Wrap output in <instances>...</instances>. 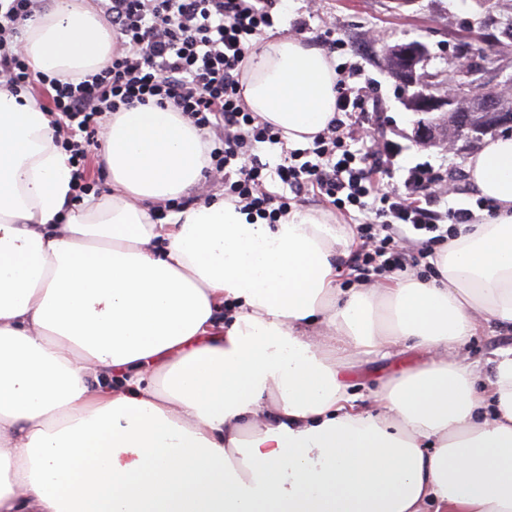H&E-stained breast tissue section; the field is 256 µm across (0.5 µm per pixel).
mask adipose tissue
Segmentation results:
<instances>
[{
	"mask_svg": "<svg viewBox=\"0 0 512 512\" xmlns=\"http://www.w3.org/2000/svg\"><path fill=\"white\" fill-rule=\"evenodd\" d=\"M33 72L81 80L112 52L83 0L23 21ZM244 100L308 144L336 110L327 56L265 39ZM54 117L0 88V512H512V137L467 163L494 220L462 224L431 280L342 290L344 225L270 224L215 195L198 129L139 105L108 116L112 193L74 201ZM430 360L374 409L345 373L382 351ZM512 347V332L496 331L491 332L489 329H483L474 336L469 343V352L474 359L480 360L488 370L491 364L490 359H494L496 353L502 349Z\"/></svg>",
	"mask_w": 512,
	"mask_h": 512,
	"instance_id": "1",
	"label": "adipose tissue"
}]
</instances>
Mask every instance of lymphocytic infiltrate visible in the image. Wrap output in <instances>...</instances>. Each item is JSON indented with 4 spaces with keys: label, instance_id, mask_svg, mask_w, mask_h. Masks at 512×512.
Returning <instances> with one entry per match:
<instances>
[{
    "label": "lymphocytic infiltrate",
    "instance_id": "1",
    "mask_svg": "<svg viewBox=\"0 0 512 512\" xmlns=\"http://www.w3.org/2000/svg\"><path fill=\"white\" fill-rule=\"evenodd\" d=\"M283 0H99L117 34L111 60L79 82L34 75L15 38L20 21L45 8V0H7L0 10V87L18 92L41 83L53 91L60 146L71 155L78 195L90 188L79 169L98 146L103 113L149 103L170 106L198 129L220 134L208 172L224 177L226 196L249 214L277 223L292 196L312 195L343 211L353 206L359 246L352 267L359 278L405 271L434 256L450 237L443 223H470V210H439L438 174L424 165L409 169L404 191L384 185L381 154L366 137L350 135L346 121L367 112L377 91L355 63L336 68V112L313 137V157L291 151L269 167L258 144H279L280 129L258 121L242 96L245 61L256 38L273 27ZM279 179L288 194L270 190Z\"/></svg>",
    "mask_w": 512,
    "mask_h": 512
}]
</instances>
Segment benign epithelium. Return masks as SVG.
Wrapping results in <instances>:
<instances>
[{"instance_id":"7a95c632","label":"benign epithelium","mask_w":512,"mask_h":512,"mask_svg":"<svg viewBox=\"0 0 512 512\" xmlns=\"http://www.w3.org/2000/svg\"><path fill=\"white\" fill-rule=\"evenodd\" d=\"M426 60L427 52L416 45L401 44L393 55V64L399 79L417 90L416 95L408 101V106L411 111L423 115V119L415 125L414 137L418 144L429 146L442 141L451 148L460 140L467 144L476 143L482 139L483 132L512 125V111L501 108L497 96L489 92L483 97L481 110L493 119L491 125L472 126L463 114L456 118L458 131L455 133L448 131V126L437 123L431 118L433 113L455 112L457 104L454 96H439L432 91L429 75L425 70Z\"/></svg>"}]
</instances>
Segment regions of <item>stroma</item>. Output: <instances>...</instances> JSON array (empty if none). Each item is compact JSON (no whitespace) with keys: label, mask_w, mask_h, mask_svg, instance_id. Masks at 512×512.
Returning a JSON list of instances; mask_svg holds the SVG:
<instances>
[{"label":"stroma","mask_w":512,"mask_h":512,"mask_svg":"<svg viewBox=\"0 0 512 512\" xmlns=\"http://www.w3.org/2000/svg\"><path fill=\"white\" fill-rule=\"evenodd\" d=\"M328 27L347 44L346 53L336 55V63L359 62L366 76L380 85L378 107L357 124L374 128L378 144L386 146V165L394 174V184H403L410 167L426 163L453 187L449 206L477 210L479 196L464 177L473 148L451 150L443 144L423 147L415 142L418 116L406 107L409 92L389 74L384 51L413 40L424 44L426 70L439 95L447 94L463 54L475 64L489 55L502 80L512 79V0H414L399 10L393 0H294L292 8L280 9L274 31L306 43ZM425 360L415 349L374 354L356 363L347 381L355 392L367 396L390 374Z\"/></svg>","instance_id":"35a3bbf8"}]
</instances>
